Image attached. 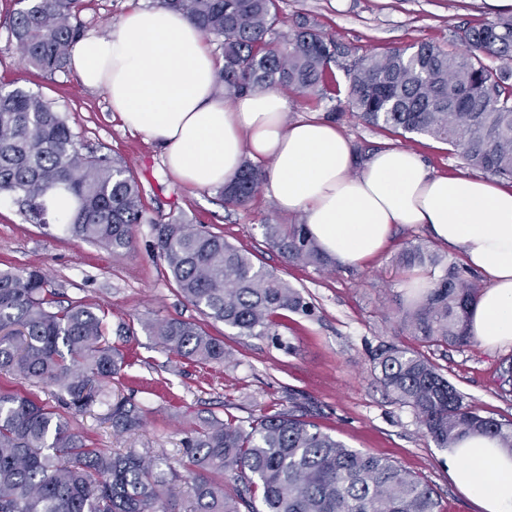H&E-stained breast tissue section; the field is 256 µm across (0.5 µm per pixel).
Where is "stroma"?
<instances>
[{
	"instance_id": "stroma-1",
	"label": "stroma",
	"mask_w": 512,
	"mask_h": 512,
	"mask_svg": "<svg viewBox=\"0 0 512 512\" xmlns=\"http://www.w3.org/2000/svg\"><path fill=\"white\" fill-rule=\"evenodd\" d=\"M153 4L85 0L82 19L87 29L105 34L128 11ZM279 7V33H288L297 17L306 16L362 54L424 41L453 47L458 29L496 17L485 0H279ZM17 87L41 92L68 117L85 148L121 158L144 187L150 218L137 228L131 249L116 254L56 228L27 223L17 205L0 196V268H41L61 304L82 302L103 310L113 344L126 354L106 395L134 399L148 410L139 431L116 435L103 422L106 408L99 405L72 416L76 432L94 447L116 453L150 451L178 470L183 441L200 418L245 423L287 409L293 390L318 407L316 422L323 432L348 447L389 458L431 486L440 512H477L448 475L447 449L425 436L412 410L385 392L370 366L371 355L391 338L421 348L401 316L421 295L414 280H427L428 274L399 269L398 256L405 242L426 237L424 227H397L388 248L359 266L326 272L287 262L266 244L262 226L297 224L300 214L280 212L260 192L246 208L228 210L216 190L184 185L165 167L163 149L155 140L120 126L103 92L83 87L72 71L43 79L26 65L15 40L0 25V88ZM337 125L354 148L406 147L418 152L431 171L467 169L460 155L434 139L373 129L348 111ZM177 210L191 223L222 234L255 264L300 290L314 306L312 315L289 314L276 335L251 337L202 317L177 293L154 249L151 220L167 219ZM157 318L199 321L207 333L223 339L227 358L201 364L163 349L145 328ZM425 351L485 414L512 420V392L500 385L501 367L512 361V345L490 349L476 341L460 349Z\"/></svg>"
}]
</instances>
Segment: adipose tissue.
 <instances>
[{
  "label": "adipose tissue",
  "mask_w": 512,
  "mask_h": 512,
  "mask_svg": "<svg viewBox=\"0 0 512 512\" xmlns=\"http://www.w3.org/2000/svg\"><path fill=\"white\" fill-rule=\"evenodd\" d=\"M70 64L86 89L105 92L125 128L160 143L181 182L219 188L243 159L260 164L266 197L300 213L320 249L341 263L379 253L394 225L424 226L487 281L469 313L470 334L489 348L512 344V187L430 173L401 147L358 159L331 121L287 120L276 88L225 101L214 92L216 60L202 33L171 9L136 8L110 34L88 31ZM448 475L480 512H512V455L495 439L470 436L449 449Z\"/></svg>",
  "instance_id": "1"
}]
</instances>
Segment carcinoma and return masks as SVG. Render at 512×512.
Listing matches in <instances>:
<instances>
[{
    "label": "carcinoma",
    "mask_w": 512,
    "mask_h": 512,
    "mask_svg": "<svg viewBox=\"0 0 512 512\" xmlns=\"http://www.w3.org/2000/svg\"><path fill=\"white\" fill-rule=\"evenodd\" d=\"M15 2L3 25L27 63L49 80L67 72L70 52L84 35L83 0ZM156 5L182 13L219 43L214 88L226 98L280 86L336 102L329 118L339 116L344 98L369 127L434 138L460 153L468 167L512 179V14L459 30V49L421 42L358 55L306 17L273 45L282 22L278 0ZM261 181L260 166L246 159L217 193L224 206L241 208ZM2 194L29 223L56 224L114 253L130 249L137 227L151 224L157 256L177 292L241 336L275 334L286 312L312 315L298 289L255 265L223 235L180 217H148L141 186L125 162L83 153L67 119L32 90H0ZM55 198L67 203L61 216L52 208ZM263 228L267 244L288 262L338 267L306 225ZM399 263L435 277L402 316L410 335L429 347L470 345L468 310L481 289L467 278L468 268L422 239L407 243ZM54 296L40 269H0V373L54 387L62 404L58 410L27 392H0V512H170L175 474L161 468V459L95 448L73 430L69 413L102 402L123 356L108 339L104 313L81 303L56 309ZM147 327L162 347L182 357L224 360V341L195 322L157 319ZM371 370L437 447L484 435L512 454V421L483 415L421 352L386 343L372 357ZM145 414L144 405L121 397L108 404L106 420L113 433H132ZM318 415L290 393L288 410L246 425L203 419L185 442L192 512H241L256 494L263 509L248 512H439L428 484L322 432ZM215 473L241 486L230 493L224 481L211 478Z\"/></svg>",
    "instance_id": "carcinoma-1"
}]
</instances>
